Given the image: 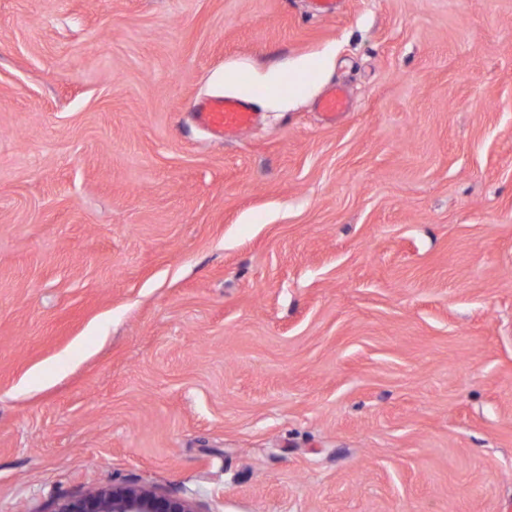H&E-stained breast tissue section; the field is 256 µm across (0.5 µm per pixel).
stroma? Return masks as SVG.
<instances>
[{"label":"stroma","mask_w":512,"mask_h":512,"mask_svg":"<svg viewBox=\"0 0 512 512\" xmlns=\"http://www.w3.org/2000/svg\"><path fill=\"white\" fill-rule=\"evenodd\" d=\"M123 480L512 512V0H0V512ZM311 66V60L304 59L295 67L292 78L281 71H272L263 76L261 79L264 85L273 92L269 97V102L283 101L289 97L305 94L309 85L303 77L308 73ZM287 85L288 91H283V88ZM320 111L330 122L336 119L349 109V97L342 85H334L324 92L319 101ZM198 124L219 140H232L250 129L255 115L241 101L217 97L207 100L195 110Z\"/></svg>","instance_id":"35a3bbf8"}]
</instances>
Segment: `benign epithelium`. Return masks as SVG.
Segmentation results:
<instances>
[{"label":"benign epithelium","instance_id":"obj_1","mask_svg":"<svg viewBox=\"0 0 512 512\" xmlns=\"http://www.w3.org/2000/svg\"><path fill=\"white\" fill-rule=\"evenodd\" d=\"M53 512H197L192 502L135 483L114 485L57 501Z\"/></svg>","mask_w":512,"mask_h":512}]
</instances>
